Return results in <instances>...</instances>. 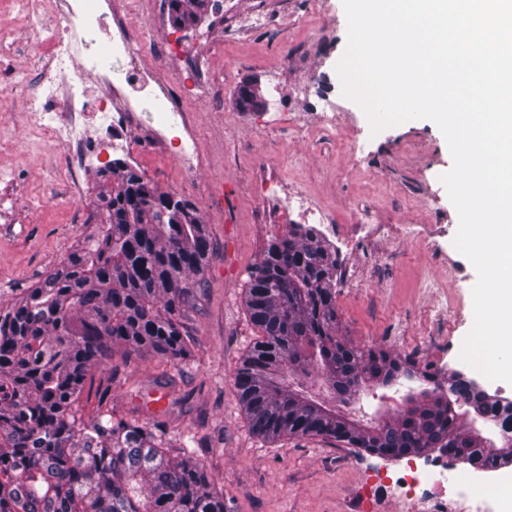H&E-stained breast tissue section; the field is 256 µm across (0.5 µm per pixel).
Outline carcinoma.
<instances>
[{
	"label": "carcinoma",
	"mask_w": 512,
	"mask_h": 512,
	"mask_svg": "<svg viewBox=\"0 0 512 512\" xmlns=\"http://www.w3.org/2000/svg\"><path fill=\"white\" fill-rule=\"evenodd\" d=\"M212 0H169L191 27ZM94 228L22 296L0 300V512H231L194 434L171 445L161 422L106 404L84 415L93 372L113 379L127 351L192 357L186 304L214 250L197 208L121 159L95 174ZM341 261L319 229L298 224L268 241L247 272L259 338L243 356L236 395L257 436H321L368 453L426 451L472 467L512 463V437L489 436L502 402L460 372L440 377L380 345L337 336ZM426 381L402 408L361 423L336 409L375 388Z\"/></svg>",
	"instance_id": "obj_1"
}]
</instances>
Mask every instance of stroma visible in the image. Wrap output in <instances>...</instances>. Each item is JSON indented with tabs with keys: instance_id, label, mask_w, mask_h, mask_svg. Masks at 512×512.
Masks as SVG:
<instances>
[{
	"instance_id": "obj_1",
	"label": "stroma",
	"mask_w": 512,
	"mask_h": 512,
	"mask_svg": "<svg viewBox=\"0 0 512 512\" xmlns=\"http://www.w3.org/2000/svg\"><path fill=\"white\" fill-rule=\"evenodd\" d=\"M131 10L134 34L147 49V67L163 77L178 68L163 42L191 48L214 84L216 98L188 102L195 121L200 166L186 175L176 151L159 153L137 135L122 150L102 153L72 192L62 149L35 130L25 101L38 75L34 20L12 0H0V30L15 40L0 57V169L15 173L0 182V298L10 299L60 265L83 239L96 193L97 169L121 158L159 190L183 197L198 209L215 243L204 286L190 301L187 327L197 347L191 360L176 363L154 354L117 350L107 399L125 412L140 399L162 395L146 420H162L171 440L192 432L202 439V458L233 512H427L423 501L383 488L381 479L413 467L421 456L383 459L317 436L266 440L253 434L234 389V376L259 333L245 306L248 269L272 236L287 231L278 199L255 192L253 181L271 178L306 189L335 223H355L359 213L387 224L380 243L350 239L338 251L344 265L373 252L378 263L363 269L362 287L336 285L338 334L357 346L381 345L411 355L433 372L458 370L488 393L512 385L488 380L459 359L473 326L472 289L477 273L454 245L458 214L440 177L452 166L445 137L430 120L416 119L374 136L368 154L352 162L355 132L370 123L345 98L335 66L347 45L342 0H223L196 28L149 23L151 0H122ZM269 13L271 24L256 32L226 36L237 13ZM256 81L263 107L240 110V85ZM342 117L335 133L301 138L289 119L309 117L326 105ZM224 184V201L207 196L209 184ZM432 240L430 251L415 245ZM461 274L448 281L449 266ZM443 281L449 303L464 314L455 324L435 321L437 297L422 293L423 277Z\"/></svg>"
}]
</instances>
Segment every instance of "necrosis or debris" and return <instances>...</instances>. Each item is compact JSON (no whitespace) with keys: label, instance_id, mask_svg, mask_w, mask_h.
Here are the masks:
<instances>
[{"label":"necrosis or debris","instance_id":"necrosis-or-debris-1","mask_svg":"<svg viewBox=\"0 0 512 512\" xmlns=\"http://www.w3.org/2000/svg\"><path fill=\"white\" fill-rule=\"evenodd\" d=\"M61 9L53 26L42 28L39 40L46 52L37 62L40 75L38 91L27 98V109L48 138L61 146L73 180H80L86 162L99 156L104 146L92 138L91 127H107L122 135L130 130L143 131L153 148L167 150L172 141L181 144V166L185 172L196 171L194 127L185 107L192 96L215 95L217 88L182 47L164 43L165 53L180 60L178 83L162 77L149 82L145 95L128 94L130 81L139 77L143 45L131 35L126 11L110 0H58ZM111 19L112 41L109 52L115 70L104 73L106 92L91 94L89 73L95 72L101 20ZM453 485L465 498L470 512H512V502L495 499L472 488L468 473H449L441 464L422 472L410 471L394 480L400 495L409 494L439 505L435 491Z\"/></svg>","mask_w":512,"mask_h":512}]
</instances>
